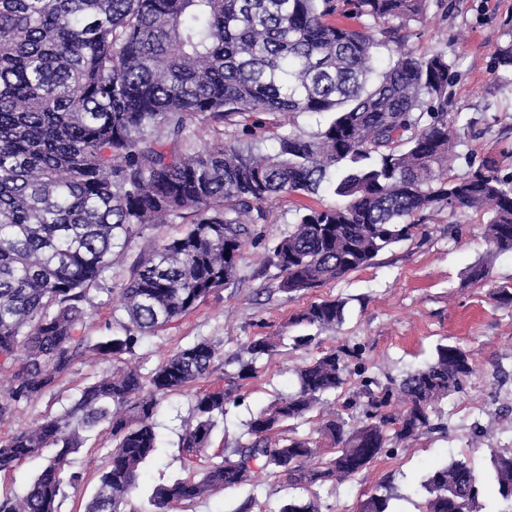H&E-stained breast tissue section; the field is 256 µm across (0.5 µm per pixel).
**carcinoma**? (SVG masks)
Returning a JSON list of instances; mask_svg holds the SVG:
<instances>
[{"label": "carcinoma", "mask_w": 512, "mask_h": 512, "mask_svg": "<svg viewBox=\"0 0 512 512\" xmlns=\"http://www.w3.org/2000/svg\"><path fill=\"white\" fill-rule=\"evenodd\" d=\"M428 0H0V423L53 391L90 356L131 354L142 339L187 314L235 277L263 205L284 194L330 190L333 206L304 207L274 247L279 288L305 293L371 265L413 236L428 215L489 214V253L466 278L486 280L491 259L512 251V182L492 159L463 178L447 174L454 138L445 52L416 55L398 35ZM347 19L334 22L333 17ZM394 45L388 64L379 48ZM253 112H330L307 135L277 136L272 154L248 124ZM224 126L200 144L192 118ZM182 224L144 249L122 288L128 322L85 335L92 292L103 291L114 256L143 230ZM346 302L313 301L291 324L334 327ZM216 357L207 340L180 348L144 377L122 367L85 387L62 416H47L0 443V473L42 460L25 496L0 493V512H60L82 433L107 425L113 448L83 512H125L141 464L162 447L157 395L205 378ZM357 354L332 348L298 371V389L249 423L251 441L218 454L199 474L154 490L151 512L250 484L273 467L296 485L352 479L392 437L432 427L435 405L474 375L467 352L439 344L424 367L368 391L357 427L323 421L326 448L283 438L278 428L341 388ZM241 384L195 394V423L179 447L210 442L214 416ZM401 409L392 411V399ZM392 435H387V431ZM491 479L512 502V451L490 449ZM425 512H483L474 470L454 461L422 481ZM374 493L359 512H387Z\"/></svg>", "instance_id": "obj_1"}]
</instances>
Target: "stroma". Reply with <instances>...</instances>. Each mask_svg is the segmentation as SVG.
<instances>
[{
  "mask_svg": "<svg viewBox=\"0 0 512 512\" xmlns=\"http://www.w3.org/2000/svg\"><path fill=\"white\" fill-rule=\"evenodd\" d=\"M407 47L421 55L447 53L451 64L448 98L460 137L448 159V174L466 176L486 158H495L500 177L512 180V71L498 64V54L512 40V0H428L425 18L400 31ZM324 113H304L295 119L284 114L252 113L249 121L266 133L264 147L274 151L276 137L290 131L311 133L324 126ZM336 199L327 192L289 195L265 205L266 223L255 225L242 252L235 277L200 302L185 316L148 336L128 360L150 375L178 348L207 340L217 356L206 378L196 387L159 397L154 417L163 446L142 466V478L132 499L144 507L154 487L199 471L222 449L247 442L248 424L258 411L298 388L297 368L329 348L355 350L350 374L342 388L325 395L303 418L284 424L290 437L319 439L323 412L337 411L355 426L367 398L363 381L382 387L390 380L430 362L438 344H452L469 352L475 374L462 392L444 399L433 415L437 429L413 440H388L383 453L355 478L330 480L300 488L287 475L268 469L252 484L228 489L172 512H279L291 500H314L319 512H358L367 495L390 491V512H423L426 494L421 483L435 467L461 460L477 475L490 467V451L512 448V306L493 297L495 288L512 284V252L497 255L490 278L472 283L468 267L484 256L487 214L463 210L432 214L415 235L382 252L367 268L332 281L313 292L281 291L273 249L291 229L300 207H326ZM180 225L167 224L144 231L133 240L127 258L115 264L109 290L93 293L86 333L102 336L104 325L124 319L119 307L132 259L145 242L179 234ZM346 301L345 320L336 328L295 326L290 317L319 299ZM312 336L306 347L294 344L298 335ZM268 337L269 354L250 358L247 345ZM252 372L243 380L240 399L216 416L212 444L197 457L182 454L178 441L194 421L197 390L224 387L238 380L244 362ZM122 362L90 358L77 364L60 384L31 404L20 405L13 418L0 424V441L15 430L32 426L43 415L69 408L81 389L110 375ZM112 450L107 427L85 434L73 456V467L85 482L67 488L62 512H78L94 494L97 476Z\"/></svg>",
  "mask_w": 512,
  "mask_h": 512,
  "instance_id": "35a3bbf8",
  "label": "stroma"
}]
</instances>
